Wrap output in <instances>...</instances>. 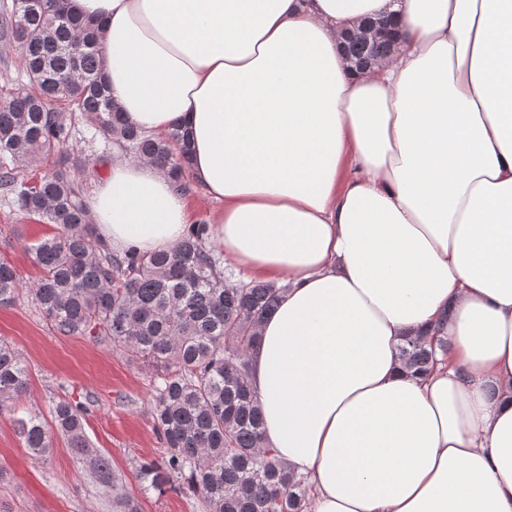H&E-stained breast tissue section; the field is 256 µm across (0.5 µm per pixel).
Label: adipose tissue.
Segmentation results:
<instances>
[{
  "mask_svg": "<svg viewBox=\"0 0 512 512\" xmlns=\"http://www.w3.org/2000/svg\"><path fill=\"white\" fill-rule=\"evenodd\" d=\"M112 99L181 126L227 264L284 292L251 385L309 512H512V0H71ZM388 18L352 69L343 34ZM113 249L175 246L186 200L114 156ZM406 336L447 344L422 376Z\"/></svg>",
  "mask_w": 512,
  "mask_h": 512,
  "instance_id": "obj_1",
  "label": "adipose tissue"
}]
</instances>
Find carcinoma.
Returning a JSON list of instances; mask_svg holds the SVG:
<instances>
[{
    "instance_id": "carcinoma-1",
    "label": "carcinoma",
    "mask_w": 512,
    "mask_h": 512,
    "mask_svg": "<svg viewBox=\"0 0 512 512\" xmlns=\"http://www.w3.org/2000/svg\"><path fill=\"white\" fill-rule=\"evenodd\" d=\"M10 38L21 49L30 89L0 102V189L15 195L19 210L54 226V234L29 247L41 269L26 285L0 262V306L22 293L35 300L59 336L107 343L154 370L152 416L165 455L139 463L153 487H186L210 512H304L308 490L276 451L264 447L263 417L251 390L250 351L257 327L277 305L274 282L225 275L209 240V226L189 225L171 249L149 253L112 250L85 205L72 170L93 160L65 148L75 122L92 129L133 159H148L183 191L189 148L177 127L147 135L124 122L112 101L100 52L98 21L70 11L67 0H11ZM391 35L370 48L348 47L362 68L384 59ZM61 102L57 110L52 103ZM58 155V169L25 182L19 161ZM444 342L407 336L399 347L405 366L424 374ZM29 369L0 339V405L24 393ZM51 423L77 456L89 457L87 407L69 399L52 404ZM19 436L40 459L51 436L38 415L15 419ZM98 483L117 512H140L123 493L122 476L104 454L90 457Z\"/></svg>"
}]
</instances>
